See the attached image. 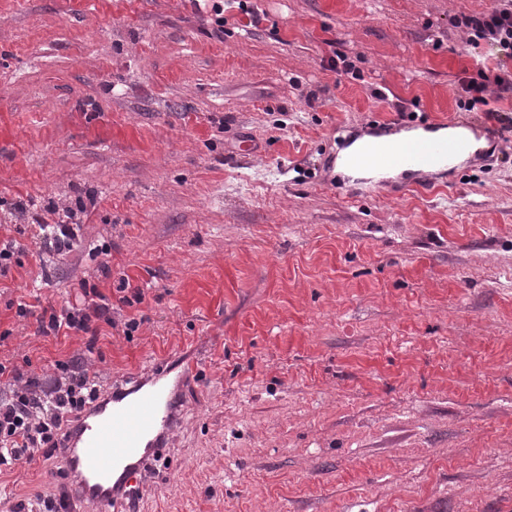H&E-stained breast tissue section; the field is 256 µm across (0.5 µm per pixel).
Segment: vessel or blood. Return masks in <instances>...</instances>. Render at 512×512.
Masks as SVG:
<instances>
[{
    "mask_svg": "<svg viewBox=\"0 0 512 512\" xmlns=\"http://www.w3.org/2000/svg\"><path fill=\"white\" fill-rule=\"evenodd\" d=\"M490 128L477 122L428 120L371 125L342 138L328 161L350 190L406 188L437 184L458 159L476 163L487 156ZM13 114L0 112V159L22 154ZM192 373L191 363L169 359L130 385L101 396L73 426L66 462L83 498L98 512H112L121 492L139 485L142 470L168 447L176 425V398Z\"/></svg>",
    "mask_w": 512,
    "mask_h": 512,
    "instance_id": "obj_1",
    "label": "vessel or blood"
}]
</instances>
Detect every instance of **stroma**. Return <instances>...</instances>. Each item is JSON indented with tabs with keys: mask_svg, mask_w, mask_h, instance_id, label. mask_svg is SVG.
I'll return each mask as SVG.
<instances>
[{
	"mask_svg": "<svg viewBox=\"0 0 512 512\" xmlns=\"http://www.w3.org/2000/svg\"><path fill=\"white\" fill-rule=\"evenodd\" d=\"M499 5L224 0L218 39L192 0H0V108L26 144L0 163V238L24 251L0 361L46 378L75 358L105 392L193 364L139 512H512V125L436 191L320 172L363 121L485 119L460 107L461 20ZM24 201L78 245L18 234ZM105 243L101 290L126 274L143 302L91 351L37 335ZM59 467L0 471V507L62 494Z\"/></svg>",
	"mask_w": 512,
	"mask_h": 512,
	"instance_id": "stroma-1",
	"label": "stroma"
}]
</instances>
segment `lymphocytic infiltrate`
<instances>
[{
	"instance_id": "lymphocytic-infiltrate-1",
	"label": "lymphocytic infiltrate",
	"mask_w": 512,
	"mask_h": 512,
	"mask_svg": "<svg viewBox=\"0 0 512 512\" xmlns=\"http://www.w3.org/2000/svg\"><path fill=\"white\" fill-rule=\"evenodd\" d=\"M474 36L468 44H488L498 58L512 60V8H496L480 17L467 19ZM80 305H66L40 318L41 336L96 333L97 323L111 324L115 304L129 305L144 300L141 288L121 279L118 298L103 293L98 284L83 279L78 283ZM56 376L41 383L25 379L16 366L0 363V377L7 375L17 387L9 398L0 399V468L30 465L39 458H64L67 426L101 395L97 384L77 360L56 364Z\"/></svg>"
}]
</instances>
